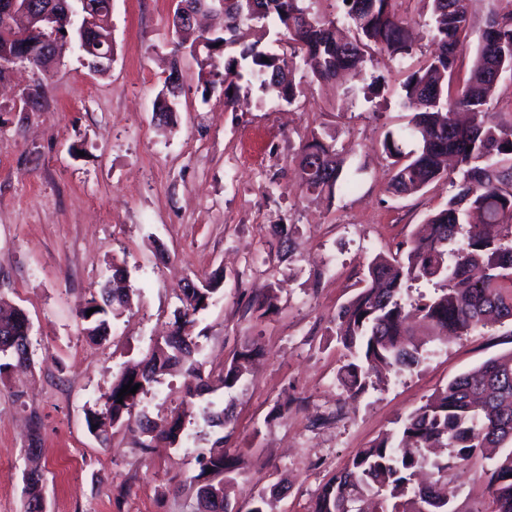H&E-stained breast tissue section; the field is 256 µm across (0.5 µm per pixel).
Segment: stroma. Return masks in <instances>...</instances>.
<instances>
[{
    "mask_svg": "<svg viewBox=\"0 0 512 512\" xmlns=\"http://www.w3.org/2000/svg\"><path fill=\"white\" fill-rule=\"evenodd\" d=\"M174 0H112V66L90 73L66 49L44 73L17 64L0 84V300L32 323L34 362L0 375V512H23L31 417L42 424L36 450L46 512H197V457L219 429L207 403L230 408L226 442L241 475L230 491L240 512L257 496L265 512H312L323 485L435 390L512 351V322L423 347L420 365L390 373L349 398L339 381L349 356L336 342V316L357 293L380 252L408 242L452 193L447 181L404 196L387 192L386 130L406 126L400 84L432 49L423 0H404L417 36L413 57L379 58L360 84L379 81L372 100L341 103L336 87L297 71L291 106L202 95L188 54L173 57ZM183 75L175 127L158 125L154 104L172 67ZM41 81L36 112H17L19 88ZM336 139L353 189L331 196L303 190L297 161L311 131ZM126 267L131 304L110 317L107 341L83 331L89 293ZM223 274V292L188 332L212 373L245 341L261 353L231 391L196 398L186 419L191 442L158 440L148 452L137 432H88L85 414L132 362L172 328L187 281ZM271 300L266 314L251 296ZM184 401L182 379L164 376L138 411L161 420ZM455 512L487 499L473 473L448 474Z\"/></svg>",
    "mask_w": 512,
    "mask_h": 512,
    "instance_id": "obj_1",
    "label": "stroma"
}]
</instances>
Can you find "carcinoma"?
Returning a JSON list of instances; mask_svg holds the SVG:
<instances>
[{
  "label": "carcinoma",
  "instance_id": "cac0c4a2",
  "mask_svg": "<svg viewBox=\"0 0 512 512\" xmlns=\"http://www.w3.org/2000/svg\"><path fill=\"white\" fill-rule=\"evenodd\" d=\"M111 0H88L86 14L98 20L97 32L86 50L96 72L110 68L111 46L104 39ZM405 0H341L350 34L336 22L312 16L304 0H232L224 22L215 32L199 36L197 84L202 95L221 86L224 105L233 108L240 96L257 87L261 98L289 105L297 101L294 70L302 64L321 83L357 77L378 56L404 60L414 47L398 5ZM435 46L419 68L402 82L401 106L412 113L408 126L385 132L382 149L391 159L387 190L394 195L418 192L446 175L442 163L455 159L458 177L449 178L454 193L428 215V235L414 237L404 251L380 253L369 263L365 285L345 305L336 323V340L351 360L339 379L352 396L368 379L383 371L396 372L419 364L423 354L414 343L402 303L406 283L426 280L435 292L423 297L414 311L435 336H461L512 320V118L486 127L461 123L456 111L473 115L488 110L500 81L493 71L512 63V0L486 21L482 42L471 68L460 74L458 60L471 30L466 0H429ZM281 35L290 55L259 48L256 33ZM52 32L39 30L23 15L0 28V52L18 54L28 42L44 43ZM416 142L406 153L405 137ZM328 133L312 131L302 148L300 168L309 165L310 150L323 155L330 177L307 181L310 194H335L353 182L343 174L335 144ZM218 278L206 281L202 292L182 289L181 310L174 311L173 331L157 343L140 365L123 372L103 394L101 409L86 415L88 431L107 444V427L134 423L140 434L178 444L185 437L181 416L160 427L146 414H133L140 397L171 369L181 368L185 394L194 397L215 387L228 391L241 381L258 354L243 346L224 373L213 377L198 358L196 341L185 333L193 317L208 309L221 292ZM126 272H112V288H100L84 299L80 317L85 335L101 343L109 335V313L129 301ZM95 309L92 314L87 310ZM22 311L0 316V375L33 364L29 337L20 334ZM139 385L134 394L117 398L128 382ZM195 480L199 512H234L229 500L217 505L209 489L236 480L238 459L224 450V437L200 454ZM481 467L488 502L476 512H512V351L461 374L435 391L402 423L395 438L386 437L359 449L350 463L322 488L313 512H455L454 490L448 486L452 469ZM44 475L30 470L23 480L26 512H44Z\"/></svg>",
  "mask_w": 512,
  "mask_h": 512
}]
</instances>
